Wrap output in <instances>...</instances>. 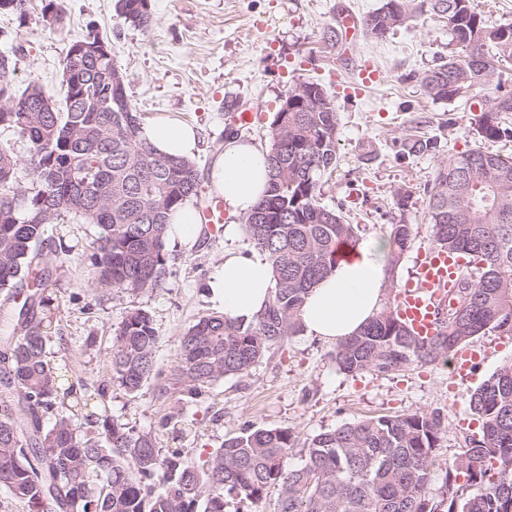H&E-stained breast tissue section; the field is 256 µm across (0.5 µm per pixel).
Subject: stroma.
Masks as SVG:
<instances>
[{
  "mask_svg": "<svg viewBox=\"0 0 512 512\" xmlns=\"http://www.w3.org/2000/svg\"><path fill=\"white\" fill-rule=\"evenodd\" d=\"M383 0H151L153 22L141 28L121 15L117 0H66L63 27L47 25L42 0H27L25 16L0 13V54L24 45L14 74L16 84L35 81L59 95L61 61L68 43L89 35L107 42L125 77L127 97L143 123L168 115L201 130L195 155L202 178H209L223 151L227 117L244 107L258 117L245 138L269 145L271 123L289 89L298 81L320 83L337 109V166L321 189V202L342 206L347 220L361 227L368 242L388 237L393 218L404 217L417 235L402 257L398 277L413 272L419 249L431 246L424 222L428 192L448 158L485 147L512 155V139L483 141L474 118L499 95L512 92V63L492 83L452 102L436 101L422 86L426 71L448 55L445 19L417 15L408 25L377 41L360 36L341 52L336 20L352 12L365 16ZM380 80L364 87L365 68ZM431 141L421 151L415 141ZM406 209H399L400 193ZM223 235L185 249L168 242L173 270L162 287L139 292L97 286L88 262L71 258L54 270L45 295L57 310L51 358L67 369L74 389L95 396L77 406L78 416L107 412L140 431L158 433L161 447L189 455L219 447L244 427L286 428L307 438L361 417L440 410L448 431L435 451L432 489H439L449 459L458 452L463 429L478 430L468 408L470 393L504 364L512 363V338L489 333L471 346L483 353L472 376H451L447 364L413 366L398 376L338 370L333 345L304 333L292 336L247 374L222 378L187 401L172 386L184 328L211 312L206 283L224 258ZM150 311L158 336L156 377L135 395L107 387L108 350L113 331L127 310ZM94 346H85L86 337ZM105 395H97L99 385ZM183 408L196 421L194 435L180 440L162 433L166 416Z\"/></svg>",
  "mask_w": 512,
  "mask_h": 512,
  "instance_id": "stroma-1",
  "label": "stroma"
}]
</instances>
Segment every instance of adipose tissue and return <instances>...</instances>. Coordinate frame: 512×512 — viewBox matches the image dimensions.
<instances>
[{"label":"adipose tissue","instance_id":"adipose-tissue-1","mask_svg":"<svg viewBox=\"0 0 512 512\" xmlns=\"http://www.w3.org/2000/svg\"><path fill=\"white\" fill-rule=\"evenodd\" d=\"M140 137L156 153L193 157L199 135L196 128L176 118L143 125ZM266 153L260 145L228 139L210 171V180L225 208L245 215L269 186ZM390 243L379 239L347 249L333 270L308 294L300 312L307 335L338 343L357 332L380 309L388 281ZM274 272L268 256L256 249H228L207 286L212 304L226 318L248 322L268 304L274 289Z\"/></svg>","mask_w":512,"mask_h":512}]
</instances>
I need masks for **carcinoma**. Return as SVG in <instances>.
Wrapping results in <instances>:
<instances>
[{"instance_id": "1", "label": "carcinoma", "mask_w": 512, "mask_h": 512, "mask_svg": "<svg viewBox=\"0 0 512 512\" xmlns=\"http://www.w3.org/2000/svg\"><path fill=\"white\" fill-rule=\"evenodd\" d=\"M132 25L151 23L150 0H118ZM448 21V60L426 72L430 97H464L492 81L512 61V24L489 26L472 0H385L362 26L383 40L416 13ZM63 59L58 108L42 111L48 93L14 83L0 67V128L26 140L20 165L10 141H0V291L33 288L22 320L0 352V486L29 512H224L232 497L260 512L270 489L276 512H512V363L470 394L481 421L465 432L448 463L439 494L430 491L433 453L448 429L439 410L357 419L303 442L304 459L288 463L298 436L287 428H246L204 459L163 450L152 432L108 415L75 421L60 396L58 367L48 359L54 313L41 291L38 267L55 263L44 252L48 225L75 219L98 229L86 255L99 284L138 291L161 287L172 274L165 245L171 213L200 199L201 177L192 158L156 155L139 139L142 121L123 84L104 79L114 59L78 53ZM98 97L85 98V88ZM321 87L302 81L288 92L298 100L288 126L271 131L266 154L269 189L241 221L252 245L272 263L271 301L249 323L219 313L184 330L177 351L178 380L190 396L229 376L245 374L275 345L300 331L306 296L339 260L343 243L359 241V226L343 209L319 201L322 178L336 169L337 111L330 97L309 101ZM512 92L495 98L476 119L487 140L512 138L502 113ZM425 220L433 243L468 258L448 303L465 308L447 316L429 339L399 318V290L368 324L336 344L340 371L401 375L415 364L449 360L476 336L512 337V157L475 149L439 170ZM416 225L391 223L388 278L394 280ZM157 341L149 311L126 312L112 336L109 382L135 394L157 375Z\"/></svg>"}]
</instances>
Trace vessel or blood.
I'll return each instance as SVG.
<instances>
[{
  "instance_id": "obj_1",
  "label": "vessel or blood",
  "mask_w": 512,
  "mask_h": 512,
  "mask_svg": "<svg viewBox=\"0 0 512 512\" xmlns=\"http://www.w3.org/2000/svg\"><path fill=\"white\" fill-rule=\"evenodd\" d=\"M459 261L429 247L417 253L414 271L400 290L399 315L421 337H433L440 329L439 316L448 304V292L462 275Z\"/></svg>"
}]
</instances>
